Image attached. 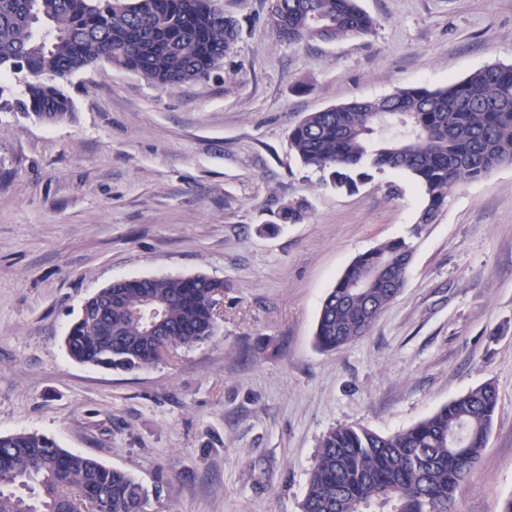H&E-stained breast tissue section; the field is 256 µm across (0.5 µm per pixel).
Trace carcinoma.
Here are the masks:
<instances>
[{
    "instance_id": "1",
    "label": "carcinoma",
    "mask_w": 512,
    "mask_h": 512,
    "mask_svg": "<svg viewBox=\"0 0 512 512\" xmlns=\"http://www.w3.org/2000/svg\"><path fill=\"white\" fill-rule=\"evenodd\" d=\"M269 23L290 44L374 32L357 0H276ZM237 38L214 0H0V70L26 72L21 111L43 121L72 115L60 83L101 59L163 86L206 78ZM289 147L330 184L352 191L368 171L420 184V224H432L454 190L512 163V66L487 65L444 88H399L308 114ZM303 202L272 212L297 224ZM413 249L402 239L355 257L326 294L315 343L336 350L367 335L405 284ZM224 281L203 274L119 280L89 303L68 333L78 362L132 373L168 343L191 347L215 334L212 299ZM164 316L158 331L137 316ZM498 392L490 381L392 435L339 425L320 441L302 512H452L486 447ZM148 512L149 491L130 474L72 453L37 433L0 435V512Z\"/></svg>"
}]
</instances>
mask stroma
I'll return each mask as SVG.
<instances>
[{
	"label": "stroma",
	"mask_w": 512,
	"mask_h": 512,
	"mask_svg": "<svg viewBox=\"0 0 512 512\" xmlns=\"http://www.w3.org/2000/svg\"><path fill=\"white\" fill-rule=\"evenodd\" d=\"M238 27L221 68L176 88L107 65L64 85L70 118L19 112L0 79V434L34 432L161 488L149 512H302L321 437L390 435L484 382L487 448L454 512L512 497V163L456 189L431 224L419 184L323 185L288 143L308 113L437 89L512 65V0H359L366 37L279 41L269 0H218ZM306 202L299 224L271 210ZM402 239L406 283L371 331L315 344L323 298L359 254ZM224 282L215 335L122 374L64 339L113 281Z\"/></svg>",
	"instance_id": "obj_1"
}]
</instances>
